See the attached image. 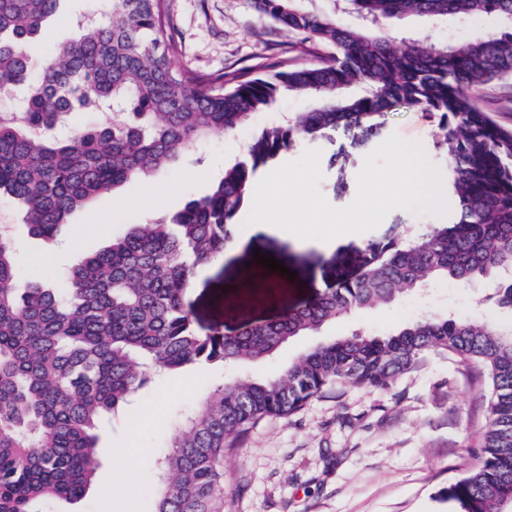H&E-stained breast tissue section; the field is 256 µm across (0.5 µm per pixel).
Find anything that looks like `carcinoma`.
Instances as JSON below:
<instances>
[{
	"label": "carcinoma",
	"instance_id": "obj_1",
	"mask_svg": "<svg viewBox=\"0 0 512 512\" xmlns=\"http://www.w3.org/2000/svg\"><path fill=\"white\" fill-rule=\"evenodd\" d=\"M60 0H0V79L24 87L0 113V197L19 204L29 234L54 236L97 196L172 166L216 131L232 134L286 95L311 101L265 126L244 159L176 213L139 224L68 265L17 266L0 239V512H45L85 497L101 464L98 430L129 404L151 370L238 364L275 355L297 336L395 302L434 281L486 279L512 312V129L472 87L512 77V30L486 39L398 43L381 21L417 15L502 17L512 0H354L370 24L337 9L253 0L280 29L303 35L316 60L276 61L265 73H205L176 60L169 0H112L109 13L69 16L75 37L49 41ZM114 107L106 125L70 124L77 110ZM396 106L438 119L448 144L455 222L415 240L373 242L343 278L280 319L240 333L201 334L185 303L194 268L224 252L256 168L339 124ZM488 376L479 464L448 487L458 512H512V326L425 316L386 336L358 331L298 355L285 373L211 391L174 429L153 512H224L227 439L266 417H288L340 383L389 389L427 353Z\"/></svg>",
	"mask_w": 512,
	"mask_h": 512
}]
</instances>
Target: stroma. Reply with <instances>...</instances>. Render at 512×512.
<instances>
[{
	"label": "stroma",
	"instance_id": "obj_1",
	"mask_svg": "<svg viewBox=\"0 0 512 512\" xmlns=\"http://www.w3.org/2000/svg\"><path fill=\"white\" fill-rule=\"evenodd\" d=\"M174 37L181 65L220 73L255 68L280 58L306 61L298 36L278 29L259 14L252 0H170ZM493 16L454 15L429 20L406 16L385 21L395 38L453 43L499 33ZM479 105L501 125L512 127V79L475 89ZM306 100L286 97L253 125L227 135L211 134L196 156L157 171L145 181H130L73 212L52 239L29 235L15 203L0 199V226L8 227L22 271L59 261L68 243L92 254L112 238L180 210L188 198L209 192L226 164L241 159L257 129L304 111ZM419 142L440 175L448 173V150L438 138L435 121L404 107L376 116L359 127L338 126L322 137L301 141L261 165L264 177L295 160L308 148L321 151L319 184L334 207L349 205L357 192V174L365 156L391 134ZM450 215L416 214L397 209L362 234L343 235L330 250L296 245L287 234H255L237 226L239 246H227L218 258L199 265L186 304L201 332L231 335L246 326L266 323L302 306L318 292V281L354 273V255L370 242L417 236L430 226L450 222ZM274 256L295 279L255 262L254 252ZM485 281L462 285L434 282L404 293L395 303L329 324L318 335L299 336L274 358L241 367H186L151 376L128 409L116 412L100 432L101 466L86 497L68 512H152L159 483L154 466L131 477L134 492L114 485L111 458L120 448L164 451L182 414L214 387L237 376L282 374L301 352L356 330L376 335L423 315L447 313L475 320L512 323V314L484 303ZM138 412L147 422L131 429L127 416ZM486 401L478 369H464L445 354H427L389 391L338 384L327 388L285 418L269 417L230 437L224 455L226 512H456L448 498L450 484L477 462L476 437L483 426Z\"/></svg>",
	"mask_w": 512,
	"mask_h": 512
}]
</instances>
